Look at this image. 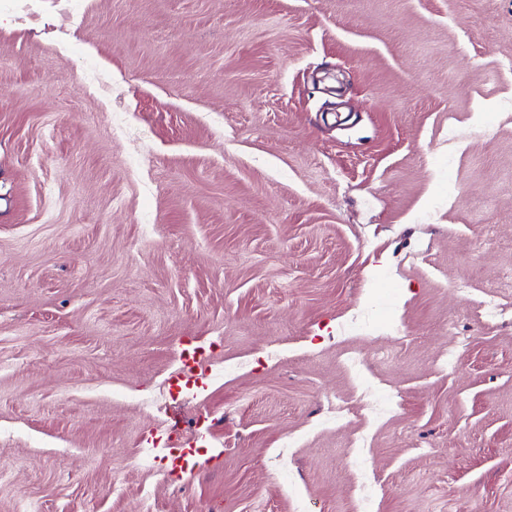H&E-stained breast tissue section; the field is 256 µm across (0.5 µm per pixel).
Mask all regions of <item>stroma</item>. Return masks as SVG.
<instances>
[{
	"label": "stroma",
	"instance_id": "1",
	"mask_svg": "<svg viewBox=\"0 0 512 512\" xmlns=\"http://www.w3.org/2000/svg\"><path fill=\"white\" fill-rule=\"evenodd\" d=\"M0 512H512V0H0ZM205 361L206 355L204 350L196 348L189 351V356L186 358L177 382L185 380L186 383L191 381L195 383L205 374ZM182 435V428L179 424H176L172 428L169 429L168 433V455H166V460L169 463L170 473L179 476L182 472H185L187 468V460L188 456L192 454L191 448H181L182 445L178 444L176 441Z\"/></svg>",
	"mask_w": 512,
	"mask_h": 512
}]
</instances>
